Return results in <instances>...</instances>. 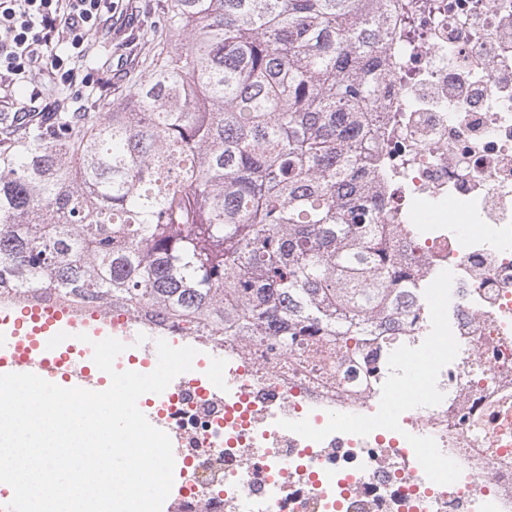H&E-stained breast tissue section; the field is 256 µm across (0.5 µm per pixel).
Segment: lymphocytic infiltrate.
<instances>
[{
	"mask_svg": "<svg viewBox=\"0 0 512 512\" xmlns=\"http://www.w3.org/2000/svg\"><path fill=\"white\" fill-rule=\"evenodd\" d=\"M118 0H0V86L29 90L16 110L26 121L43 96L36 77L47 75L69 87L93 82L81 63L88 40Z\"/></svg>",
	"mask_w": 512,
	"mask_h": 512,
	"instance_id": "obj_1",
	"label": "lymphocytic infiltrate"
}]
</instances>
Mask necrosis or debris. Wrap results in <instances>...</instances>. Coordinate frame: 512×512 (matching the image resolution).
<instances>
[{
  "instance_id": "4bbe7bcc",
  "label": "necrosis or debris",
  "mask_w": 512,
  "mask_h": 512,
  "mask_svg": "<svg viewBox=\"0 0 512 512\" xmlns=\"http://www.w3.org/2000/svg\"><path fill=\"white\" fill-rule=\"evenodd\" d=\"M383 2L375 152L392 223L417 227L394 240L402 271L429 286L364 337L374 372L318 336L288 351L120 303L0 294L97 312L143 357L166 339L220 362L223 393L175 382L161 403L178 512H512V0Z\"/></svg>"
}]
</instances>
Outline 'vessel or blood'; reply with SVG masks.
<instances>
[{
	"label": "vessel or blood",
	"mask_w": 512,
	"mask_h": 512,
	"mask_svg": "<svg viewBox=\"0 0 512 512\" xmlns=\"http://www.w3.org/2000/svg\"><path fill=\"white\" fill-rule=\"evenodd\" d=\"M67 338L55 349L48 340L57 333ZM87 341H79V334ZM112 327L92 318L76 319L63 307L32 304L20 314L0 315V374H61L70 387L101 391L105 374L97 368L92 356V342L110 337Z\"/></svg>",
	"instance_id": "1"
}]
</instances>
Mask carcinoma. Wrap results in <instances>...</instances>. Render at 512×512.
I'll use <instances>...</instances> for the list:
<instances>
[{"instance_id":"1","label":"carcinoma","mask_w":512,"mask_h":512,"mask_svg":"<svg viewBox=\"0 0 512 512\" xmlns=\"http://www.w3.org/2000/svg\"><path fill=\"white\" fill-rule=\"evenodd\" d=\"M380 0H169L109 112L0 128V293L359 341L401 272L360 110L388 77ZM188 35L180 48L174 33Z\"/></svg>"}]
</instances>
